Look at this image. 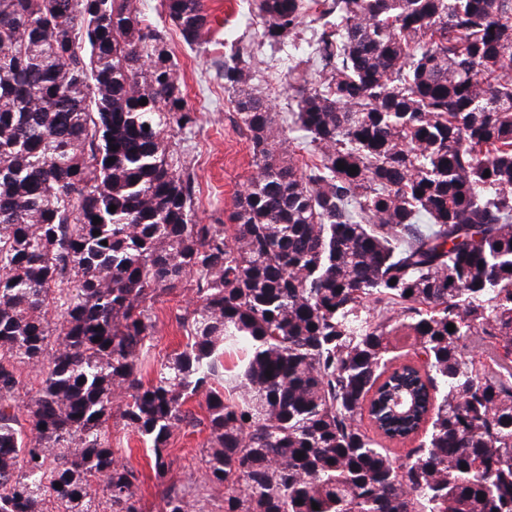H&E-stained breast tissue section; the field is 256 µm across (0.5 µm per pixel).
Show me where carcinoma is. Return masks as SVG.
Returning a JSON list of instances; mask_svg holds the SVG:
<instances>
[{
  "label": "carcinoma",
  "instance_id": "obj_1",
  "mask_svg": "<svg viewBox=\"0 0 512 512\" xmlns=\"http://www.w3.org/2000/svg\"><path fill=\"white\" fill-rule=\"evenodd\" d=\"M162 7L198 44L202 0ZM252 16L221 78L259 172L233 223L199 224L170 30L136 0H0V512H143L112 418L162 482L193 398L222 512H512V0ZM302 42L298 166L252 76ZM189 279L188 342L145 382L153 304ZM401 387L415 411L373 427L432 413L407 463L355 424ZM195 508L165 488L161 512Z\"/></svg>",
  "mask_w": 512,
  "mask_h": 512
}]
</instances>
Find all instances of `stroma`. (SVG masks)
I'll return each instance as SVG.
<instances>
[{"instance_id": "obj_1", "label": "stroma", "mask_w": 512, "mask_h": 512, "mask_svg": "<svg viewBox=\"0 0 512 512\" xmlns=\"http://www.w3.org/2000/svg\"><path fill=\"white\" fill-rule=\"evenodd\" d=\"M210 20V31L200 48L190 49L180 38H172L169 49L177 63V78L190 108L197 115L196 125L169 139L171 151L196 176L195 218L202 224L227 223L239 197L256 172L250 142L238 125L237 114L224 91L217 68L224 59V43L230 35L248 32L251 17L246 0H203ZM290 45L264 49V65L253 76L254 87L270 101L274 111L286 114L293 95L288 86L292 64ZM193 294L180 287L162 295L153 306L157 334L151 351V367L144 378H151L156 368L183 350L184 331L177 318L191 310ZM206 433L185 428L170 441L171 467L165 481L156 480L147 464V448L137 436L124 429L120 420L112 422L114 447H130L129 462L140 472L138 493L143 512H160L162 493L168 484H194L201 502L200 512H219L221 492L211 491L204 483L203 446Z\"/></svg>"}]
</instances>
